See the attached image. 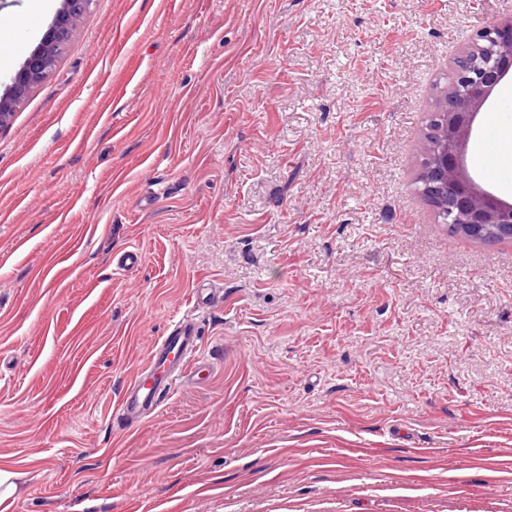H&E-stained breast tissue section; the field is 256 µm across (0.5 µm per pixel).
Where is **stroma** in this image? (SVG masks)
Returning a JSON list of instances; mask_svg holds the SVG:
<instances>
[{
	"label": "stroma",
	"instance_id": "obj_1",
	"mask_svg": "<svg viewBox=\"0 0 512 512\" xmlns=\"http://www.w3.org/2000/svg\"><path fill=\"white\" fill-rule=\"evenodd\" d=\"M0 0V92L35 30ZM512 0H93L0 123L7 512H512V242L417 193L452 59ZM512 127V75L465 160ZM141 264L118 270L123 251ZM209 377L112 408L192 310Z\"/></svg>",
	"mask_w": 512,
	"mask_h": 512
}]
</instances>
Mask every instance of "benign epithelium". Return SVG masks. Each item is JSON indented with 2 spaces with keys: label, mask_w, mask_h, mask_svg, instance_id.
I'll use <instances>...</instances> for the list:
<instances>
[{
  "label": "benign epithelium",
  "mask_w": 512,
  "mask_h": 512,
  "mask_svg": "<svg viewBox=\"0 0 512 512\" xmlns=\"http://www.w3.org/2000/svg\"><path fill=\"white\" fill-rule=\"evenodd\" d=\"M91 0H62V8L35 49L0 95V123L54 68V48L64 46L74 19ZM512 70V20L483 27L451 62L448 85L424 133L416 177L418 191L443 215V223L472 232L493 227L512 236V204L474 181L463 162L473 123L495 86Z\"/></svg>",
  "instance_id": "obj_1"
}]
</instances>
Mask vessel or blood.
Listing matches in <instances>:
<instances>
[{
	"instance_id": "b4317fda",
	"label": "vessel or blood",
	"mask_w": 512,
	"mask_h": 512,
	"mask_svg": "<svg viewBox=\"0 0 512 512\" xmlns=\"http://www.w3.org/2000/svg\"><path fill=\"white\" fill-rule=\"evenodd\" d=\"M200 348L196 317L194 313L186 314L171 333L155 343L143 367L122 390L113 407L115 419L123 426H135L155 411L177 385L199 379Z\"/></svg>"
}]
</instances>
